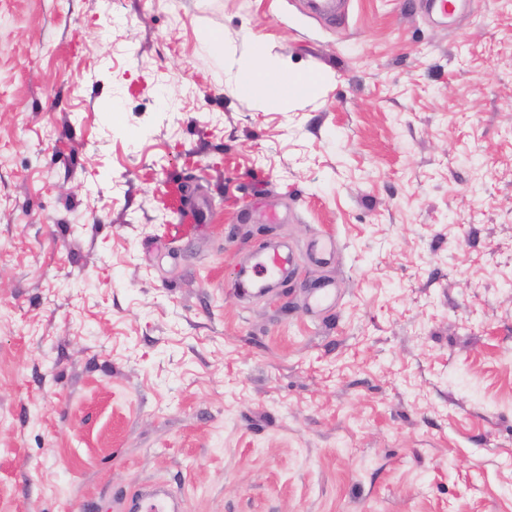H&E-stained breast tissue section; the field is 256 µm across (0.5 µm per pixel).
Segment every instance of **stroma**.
I'll return each mask as SVG.
<instances>
[{"label": "stroma", "mask_w": 512, "mask_h": 512, "mask_svg": "<svg viewBox=\"0 0 512 512\" xmlns=\"http://www.w3.org/2000/svg\"><path fill=\"white\" fill-rule=\"evenodd\" d=\"M212 32L320 81L257 109ZM154 482L512 512V0H0V512ZM296 257L293 253L282 255L278 250L273 249L270 252H258L254 255V263L252 267V278L249 283L251 286L261 285L259 288H240L242 294L264 295L268 288H263L271 283L279 280L286 271L288 265V273L294 272ZM307 292V303L311 308L335 307L340 298V289L334 280H323Z\"/></svg>", "instance_id": "1"}]
</instances>
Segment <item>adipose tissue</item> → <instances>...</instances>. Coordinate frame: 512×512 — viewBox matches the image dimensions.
<instances>
[{
  "instance_id": "1",
  "label": "adipose tissue",
  "mask_w": 512,
  "mask_h": 512,
  "mask_svg": "<svg viewBox=\"0 0 512 512\" xmlns=\"http://www.w3.org/2000/svg\"><path fill=\"white\" fill-rule=\"evenodd\" d=\"M230 69L238 93L261 106L268 105L273 97H287L289 83H296L304 91L316 83L309 74L289 76L285 60L267 59L264 46L257 41L249 53L231 57Z\"/></svg>"
}]
</instances>
